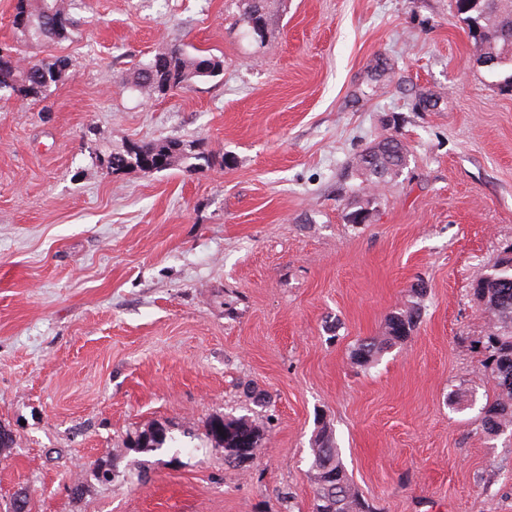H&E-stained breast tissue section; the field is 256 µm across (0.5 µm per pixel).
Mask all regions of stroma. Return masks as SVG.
Listing matches in <instances>:
<instances>
[{"instance_id": "35a3bbf8", "label": "stroma", "mask_w": 512, "mask_h": 512, "mask_svg": "<svg viewBox=\"0 0 512 512\" xmlns=\"http://www.w3.org/2000/svg\"><path fill=\"white\" fill-rule=\"evenodd\" d=\"M269 2L258 42L246 0H74L81 38L46 48L0 0V44L70 59L51 111L0 100V505L312 512L324 426L373 512H512L471 290L512 248V86L454 0ZM176 43L222 69L127 89ZM171 137L210 167L107 172L109 151ZM387 137L408 165L374 189L356 161ZM418 283L416 330L355 364ZM221 416L264 432L242 466L208 435ZM157 429L163 448L133 447Z\"/></svg>"}]
</instances>
